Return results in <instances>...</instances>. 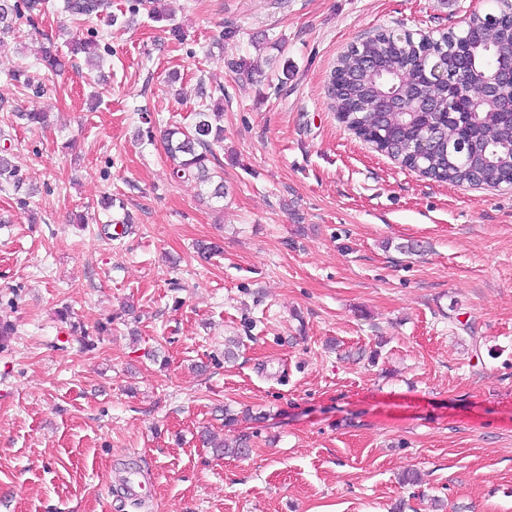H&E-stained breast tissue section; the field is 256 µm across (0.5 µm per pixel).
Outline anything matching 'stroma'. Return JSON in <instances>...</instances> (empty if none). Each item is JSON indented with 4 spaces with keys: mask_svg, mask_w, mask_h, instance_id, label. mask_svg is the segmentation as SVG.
Instances as JSON below:
<instances>
[{
    "mask_svg": "<svg viewBox=\"0 0 512 512\" xmlns=\"http://www.w3.org/2000/svg\"><path fill=\"white\" fill-rule=\"evenodd\" d=\"M51 2L0 38V146L28 191L0 186V318L18 327L0 350V512H430L434 496L512 512V185L423 177L327 92L352 44L457 31L495 0H161L158 22L112 0L114 27ZM69 30L106 45V85ZM45 37L74 59L61 74ZM219 88L217 201L134 132L191 124ZM200 241L223 251L201 261ZM204 428L247 436L248 455L216 456Z\"/></svg>",
    "mask_w": 512,
    "mask_h": 512,
    "instance_id": "stroma-1",
    "label": "stroma"
}]
</instances>
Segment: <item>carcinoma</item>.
<instances>
[{
	"label": "carcinoma",
	"mask_w": 512,
	"mask_h": 512,
	"mask_svg": "<svg viewBox=\"0 0 512 512\" xmlns=\"http://www.w3.org/2000/svg\"><path fill=\"white\" fill-rule=\"evenodd\" d=\"M40 0H0V34L16 30L23 19L33 25ZM63 11L90 19L111 8L109 0H64ZM88 59L101 57L100 44L90 38L73 40ZM512 54V0H499L498 12L473 13L463 29L436 38L411 33H380L353 44L331 73L329 93L341 119L376 150L436 182L486 185L512 184V112L482 97L483 78L507 63ZM445 78L428 81L435 63ZM467 73L470 97L453 92L458 76ZM223 104L202 105L188 126L169 125L163 131L165 153L173 176L207 188L212 199L224 198L223 164L218 150L224 143ZM427 136L434 147L418 151ZM0 180L20 188L21 179L10 154L0 152ZM203 442L226 456L247 453V439L233 445Z\"/></svg>",
	"instance_id": "1"
}]
</instances>
